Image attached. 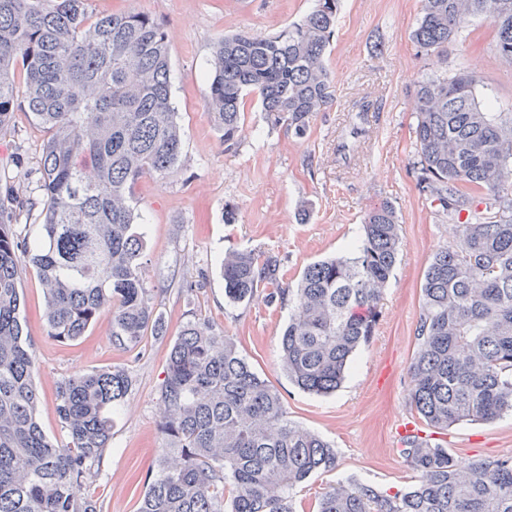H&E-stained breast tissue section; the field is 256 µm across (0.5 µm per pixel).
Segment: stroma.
Listing matches in <instances>:
<instances>
[{"label":"stroma","instance_id":"obj_1","mask_svg":"<svg viewBox=\"0 0 512 512\" xmlns=\"http://www.w3.org/2000/svg\"><path fill=\"white\" fill-rule=\"evenodd\" d=\"M93 13L135 8L166 32L172 102L183 131L178 168L164 180L143 177L137 209L148 225L145 286L161 314L165 335L146 332L140 345H113L112 312H100L85 336L62 343L49 336L45 296L33 268H23V315L40 368L38 417L48 436L61 437L58 385L85 372L126 370L132 388L115 418L112 446L95 467L86 493L101 512H138L144 480L156 465L160 386L168 354L182 327L204 319L232 336L254 369L276 387L288 417L323 436L338 455L336 470L313 477L295 496L296 512H312L328 485L356 477L381 490L412 484L415 471L399 452L400 424L416 421L409 367L416 349L424 273L454 226L420 181L415 150L418 81L464 65L477 76L478 94L495 111L512 112V63L494 50V31L475 19L470 36L447 51L424 54L411 39L420 0H342L327 57L333 101L315 114L305 137L268 124L248 97L242 130L225 144L205 109L214 43L241 30L275 36L300 22L316 0H90ZM369 112L358 114L360 101ZM45 132L25 111L0 131V185L25 188L40 165ZM312 204L307 222L301 202ZM390 202L402 245L379 305L371 341L355 353L335 393L303 392L279 367V339L289 310L262 300L232 306L215 265L225 252L257 248L279 256L284 280L303 268L346 253L362 239L365 213ZM439 441L467 465L512 455V415L463 423Z\"/></svg>","mask_w":512,"mask_h":512}]
</instances>
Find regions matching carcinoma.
Segmentation results:
<instances>
[{
	"instance_id": "obj_1",
	"label": "carcinoma",
	"mask_w": 512,
	"mask_h": 512,
	"mask_svg": "<svg viewBox=\"0 0 512 512\" xmlns=\"http://www.w3.org/2000/svg\"><path fill=\"white\" fill-rule=\"evenodd\" d=\"M339 9L340 0H317L277 36L217 40L205 106L224 143L238 136L249 94L271 126L306 134L332 101L326 58ZM477 16L512 63V0H421L412 39L422 53H441ZM477 86L461 69L420 81L416 93L422 180L449 217L467 212L424 274L410 365L412 406L441 431L512 414V112L491 111ZM21 109L46 139L28 197L0 191V512H100L85 485L132 380L112 368L63 381L66 439L47 436L20 273L36 269L48 332L61 342L83 336L104 308L115 345L133 348L148 329L165 334L142 275L147 234L135 185L165 179L182 157L166 33L134 9L94 15L89 0H0V130ZM38 205V232L18 233L21 214ZM363 231L349 253L306 266L294 288L282 286L272 253L232 250L221 260L228 302L291 303L280 365L304 392L336 391L374 335L401 246L394 207L371 209ZM160 402V455L138 512H295L294 491L336 469V450L288 419L280 391L205 322H187L171 346ZM402 443L415 484L388 493L351 477L325 488L316 512H512L511 456L462 469L427 435Z\"/></svg>"
}]
</instances>
